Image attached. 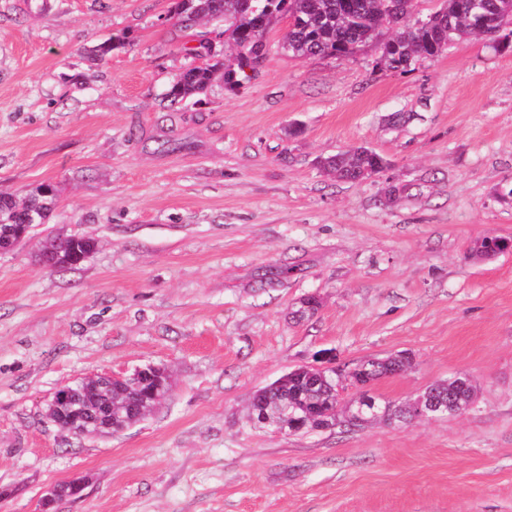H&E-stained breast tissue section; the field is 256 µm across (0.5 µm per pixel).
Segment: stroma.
I'll return each instance as SVG.
<instances>
[{"label":"stroma","instance_id":"stroma-1","mask_svg":"<svg viewBox=\"0 0 512 512\" xmlns=\"http://www.w3.org/2000/svg\"><path fill=\"white\" fill-rule=\"evenodd\" d=\"M172 0H0V190L42 185L38 233L0 252V512H512V49L466 38L411 71L278 47L243 86L165 95L215 25ZM125 44L99 59L111 37ZM387 162L344 182L324 158ZM396 199H389L391 188ZM89 237L43 269L47 232ZM318 311L298 320L302 298ZM404 353L373 386L402 405L469 376L453 418L279 433L253 393L301 366ZM168 373L146 420L76 437L46 415L90 373ZM84 489V483L78 479H71L54 485L42 499V510L49 511L58 501L79 494Z\"/></svg>","mask_w":512,"mask_h":512}]
</instances>
